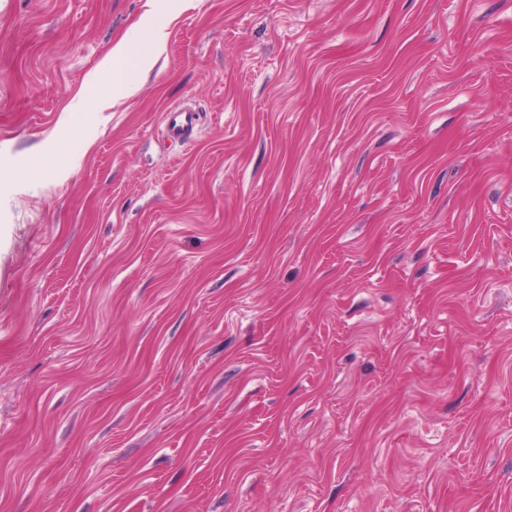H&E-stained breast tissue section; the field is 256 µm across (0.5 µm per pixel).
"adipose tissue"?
Masks as SVG:
<instances>
[{
	"mask_svg": "<svg viewBox=\"0 0 512 512\" xmlns=\"http://www.w3.org/2000/svg\"><path fill=\"white\" fill-rule=\"evenodd\" d=\"M137 27L145 32V40L136 42L123 38L117 41L86 80L74 103L70 104V111L80 113L83 122H90L113 102L131 94L140 72L161 54L165 23L158 12L145 14Z\"/></svg>",
	"mask_w": 512,
	"mask_h": 512,
	"instance_id": "ef3b65f1",
	"label": "adipose tissue"
}]
</instances>
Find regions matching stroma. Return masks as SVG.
Returning a JSON list of instances; mask_svg holds the SVG:
<instances>
[{
  "label": "stroma",
  "mask_w": 512,
  "mask_h": 512,
  "mask_svg": "<svg viewBox=\"0 0 512 512\" xmlns=\"http://www.w3.org/2000/svg\"><path fill=\"white\" fill-rule=\"evenodd\" d=\"M0 512H512V0H0ZM137 29L146 40L136 42L122 38L104 55L96 71L86 80L68 112H81L83 123L90 122L98 112H105L112 103L131 94L139 73L150 66L162 52L165 23L158 12L145 14ZM164 130L168 138L178 141L190 140L198 124V113L188 107H168L163 115Z\"/></svg>",
  "instance_id": "obj_1"
}]
</instances>
